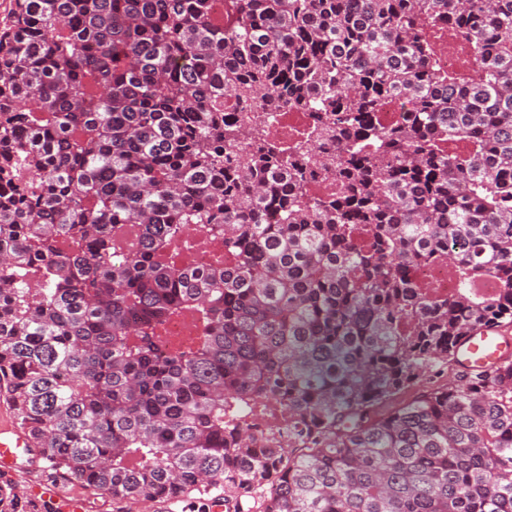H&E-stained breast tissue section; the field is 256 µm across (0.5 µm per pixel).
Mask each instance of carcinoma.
I'll return each mask as SVG.
<instances>
[{"instance_id": "obj_1", "label": "carcinoma", "mask_w": 512, "mask_h": 512, "mask_svg": "<svg viewBox=\"0 0 512 512\" xmlns=\"http://www.w3.org/2000/svg\"><path fill=\"white\" fill-rule=\"evenodd\" d=\"M507 325L512 0H13L0 400L29 462L117 503L512 512L511 360L373 417ZM417 278L430 288H437L443 293L451 294L455 288L454 277L448 273V265L431 262L417 269Z\"/></svg>"}]
</instances>
